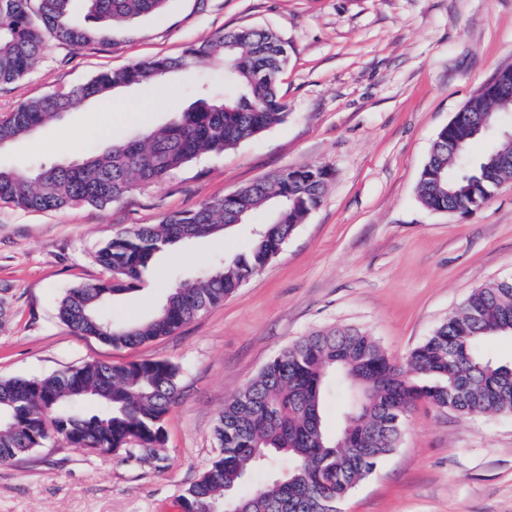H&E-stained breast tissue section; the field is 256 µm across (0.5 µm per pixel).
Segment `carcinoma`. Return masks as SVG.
<instances>
[{
    "instance_id": "carcinoma-1",
    "label": "carcinoma",
    "mask_w": 512,
    "mask_h": 512,
    "mask_svg": "<svg viewBox=\"0 0 512 512\" xmlns=\"http://www.w3.org/2000/svg\"><path fill=\"white\" fill-rule=\"evenodd\" d=\"M73 0H0V85L22 78L53 39L73 48L96 41L99 29L70 21ZM87 14L113 25L160 13L166 0H85ZM215 58L227 66L224 91L200 98L134 144L116 143L79 164L43 162L35 174L0 167V201L33 210L78 204L104 207L132 190L157 183L208 153L234 148L287 115L279 95L288 48L273 32L243 28L192 46L178 58L155 57L101 72L68 90L18 104L0 116V149L60 118L74 106L112 91L148 85L195 70ZM512 97L474 96L437 135L422 168L418 200L430 211L475 213L495 185L512 178V138L500 137L477 158L452 147L484 136ZM330 171L303 166L195 210L174 212L159 224L138 225L113 237L96 255L108 276L73 288L61 299L59 320L83 337L134 347L174 333L224 302L278 254L297 225L322 203ZM268 214L246 254L216 263L204 276L171 288L147 321L121 325L101 311L104 301L137 290L154 256L180 241L226 232ZM512 336V277L474 289L460 307L404 359L394 362L376 339L350 326L302 336L268 362L224 403L214 435L219 453L182 495L183 512H222L248 504L252 512H336V505L369 477L399 445L407 412L421 402L462 415L512 413V362L481 351L486 340ZM362 396L336 435L323 426L330 378ZM179 395L172 363L142 359L127 364L86 362L43 378L0 379V465L53 439L87 454L116 452L135 443L161 448L165 418ZM278 455L288 472L244 495L247 473Z\"/></svg>"
}]
</instances>
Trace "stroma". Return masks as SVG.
Returning <instances> with one entry per match:
<instances>
[{
  "label": "stroma",
  "instance_id": "1",
  "mask_svg": "<svg viewBox=\"0 0 512 512\" xmlns=\"http://www.w3.org/2000/svg\"><path fill=\"white\" fill-rule=\"evenodd\" d=\"M259 27L287 43L285 120L105 208L32 211L0 202V378H42L88 361L143 358L179 369L181 397L164 447L104 455L49 446L0 466V512H183L181 496L218 451L215 420L285 347L345 325L399 361L473 288L512 277V181L469 216L421 206L417 184L438 132L502 69L512 68V0H168L158 14L103 28L75 50L57 41L23 78L0 85V115L20 102L155 56H177L229 30ZM216 62L82 103L0 149L25 172L71 165L142 138L222 89ZM329 169L321 206L259 273L175 333L132 348L75 335L56 316L69 290L103 279L99 248L140 224L191 210L300 166ZM155 257L138 290L104 307L113 322L148 320L172 286L246 251L256 225ZM338 512H512V414L462 416L426 403L397 450Z\"/></svg>",
  "mask_w": 512,
  "mask_h": 512
}]
</instances>
